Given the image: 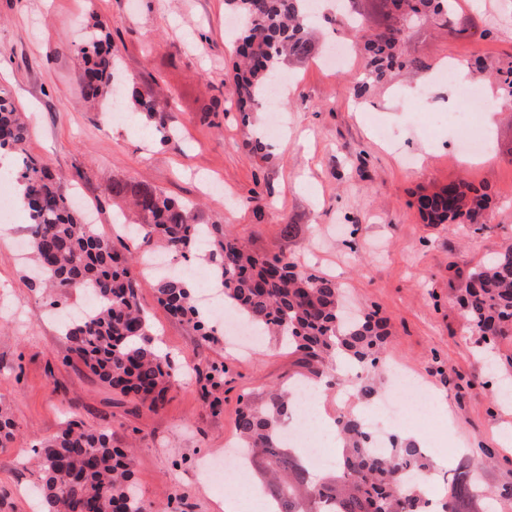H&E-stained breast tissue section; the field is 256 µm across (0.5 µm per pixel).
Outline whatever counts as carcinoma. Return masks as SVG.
<instances>
[{"instance_id":"1","label":"carcinoma","mask_w":512,"mask_h":512,"mask_svg":"<svg viewBox=\"0 0 512 512\" xmlns=\"http://www.w3.org/2000/svg\"><path fill=\"white\" fill-rule=\"evenodd\" d=\"M309 2L225 0L227 9L245 21L241 63L231 91V102L242 112L243 121L257 120L279 66L315 56ZM451 8L452 0H376L377 27L357 30L367 72L355 83L354 92L365 93L396 66L424 70L421 61L404 51L406 27L412 21L438 20L448 27ZM76 54L85 99L95 101L110 94L112 102L126 111L146 116L161 140L176 136L154 97L141 94L134 85L126 94L116 86L118 54L105 26L94 25ZM27 136L23 114L0 88V152L18 159L14 177L29 218L38 287L47 290L54 305L86 287L97 297L86 318L64 329L68 350L112 394L132 397L153 409L178 383V375L155 347L152 326L139 303L133 254L82 220L67 187L41 160L23 152ZM245 146L252 156H267L268 144L259 126L252 125ZM111 192L129 199L141 216L135 236L144 245L159 246L185 260L204 259L214 282L224 289L229 308L260 332L288 337L303 356L305 378L324 374L329 361L341 353L364 368L375 365L385 336L383 321L375 310L355 320L345 318L335 278L300 269L285 256L257 255L217 221L207 225L206 250L200 255L199 222L186 205L141 183L117 182ZM488 201L487 189L452 183L419 195L417 209L428 224H469L481 230L480 218ZM157 293L170 315L192 324L204 337L215 332L196 307L186 278L157 279ZM457 303L480 342L494 346L512 337V245L470 269ZM288 399L287 392L273 390L263 402L245 404L236 420L239 453L257 474L274 512H423L428 501L421 494L420 473H431L433 468L411 440L394 435L385 452L373 453L359 416L343 414L337 420L345 442L338 471L315 480L301 464L300 455L283 442L281 426L288 415ZM16 432L12 413L1 403L0 448L11 447ZM36 458L42 484L35 495L42 512L143 510L127 455L113 445L109 430L69 420L60 432L39 443ZM497 458V449L484 447L470 462L460 464L450 481V495L440 501L436 512H484L471 467L492 465Z\"/></svg>"}]
</instances>
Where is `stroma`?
Segmentation results:
<instances>
[{"label":"stroma","instance_id":"35a3bbf8","mask_svg":"<svg viewBox=\"0 0 512 512\" xmlns=\"http://www.w3.org/2000/svg\"><path fill=\"white\" fill-rule=\"evenodd\" d=\"M455 10L461 35L433 24L407 30L422 75L394 70L360 98L352 85L366 59L355 31L322 25L314 58L282 69L288 132L270 140L266 160L248 156V130L226 103L235 54L224 0H0V87L29 118L27 154L80 191L102 235L140 250L112 221L126 203L110 188L141 182L192 202L201 222L224 220L256 253L334 277L352 309L378 310L387 336L370 372L374 385L385 390L396 368L444 399L428 413L432 426L409 417L399 432L418 431L435 446L448 460L444 475L478 443L499 449L503 460L480 473V487L494 512H512V497L502 495L512 490V407H501L494 387L512 382V340L499 341L483 362L477 335L452 303L468 270L512 241V111L480 121L476 131L489 144L474 156L452 125L430 127L414 98L402 95L411 88L430 111L455 112L458 87L438 74L478 59L483 69L468 79L477 90L471 111L500 99L502 74L512 68V0H456ZM95 22L112 36L122 79L158 97L178 137L163 142L145 121L116 123L87 110L75 49ZM459 181L487 188V231L420 216L421 191ZM26 226L17 215L9 242L0 243V403L17 424L12 447L0 449V512H40L31 495L41 479L33 446L70 416L111 429L115 446L130 448L145 502L163 512H223L235 482L209 481L199 465L223 457L235 439L241 400L297 384L299 354L274 336L248 354L224 334L202 339L159 304L147 276L139 302L183 376L154 410L116 397L68 359L49 300L12 245Z\"/></svg>","mask_w":512,"mask_h":512}]
</instances>
